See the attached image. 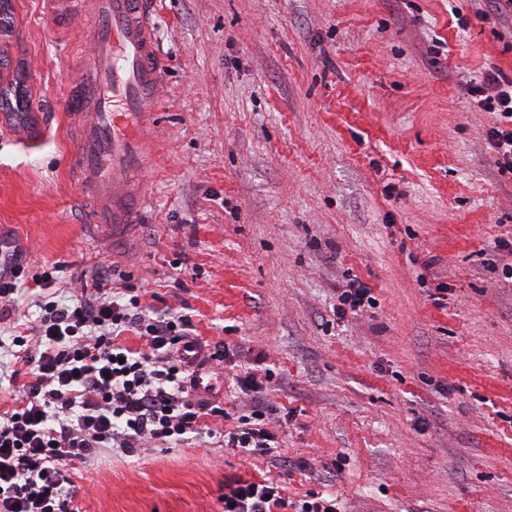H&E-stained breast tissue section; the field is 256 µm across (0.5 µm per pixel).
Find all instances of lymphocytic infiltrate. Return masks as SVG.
Wrapping results in <instances>:
<instances>
[{"label":"lymphocytic infiltrate","instance_id":"1","mask_svg":"<svg viewBox=\"0 0 512 512\" xmlns=\"http://www.w3.org/2000/svg\"><path fill=\"white\" fill-rule=\"evenodd\" d=\"M467 93L497 122L486 139L499 175L512 176V78L484 74ZM36 337L12 338L15 362L31 376L12 408L0 412V512H75L68 466L103 448L133 453L147 442L172 445L200 430L206 417L230 421L225 447L269 457L279 445L270 410L254 377L248 412L236 415L198 395V368L223 362L204 353L188 316L158 318L139 296L104 288L73 304L42 301ZM136 332L145 346L116 343L118 331ZM224 512H337L335 496L307 492L291 499L269 479L224 480Z\"/></svg>","mask_w":512,"mask_h":512}]
</instances>
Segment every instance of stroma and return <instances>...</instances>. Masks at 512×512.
I'll list each match as a JSON object with an SVG mask.
<instances>
[{"label":"stroma","mask_w":512,"mask_h":512,"mask_svg":"<svg viewBox=\"0 0 512 512\" xmlns=\"http://www.w3.org/2000/svg\"><path fill=\"white\" fill-rule=\"evenodd\" d=\"M163 78L147 208L125 237L84 223L62 103L86 61L77 20L9 0L16 67L44 119L0 128V242L23 268L1 304L0 410L13 323L36 327V273L129 289L190 316L224 365L200 393L242 411L261 381L280 460L209 432L72 461L80 512H224L229 475L341 512H512V180L463 84L512 78V24L476 0H146ZM374 306L337 317L351 278ZM291 422H284V413ZM311 468H291L292 460Z\"/></svg>","instance_id":"35a3bbf8"}]
</instances>
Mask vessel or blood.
I'll return each mask as SVG.
<instances>
[{
	"label": "vessel or blood",
	"instance_id": "b4317fda",
	"mask_svg": "<svg viewBox=\"0 0 512 512\" xmlns=\"http://www.w3.org/2000/svg\"><path fill=\"white\" fill-rule=\"evenodd\" d=\"M94 22L91 53L63 104L68 164L79 179L87 221L121 235L147 204L139 178L150 145L162 68L141 0H68Z\"/></svg>",
	"mask_w": 512,
	"mask_h": 512
}]
</instances>
